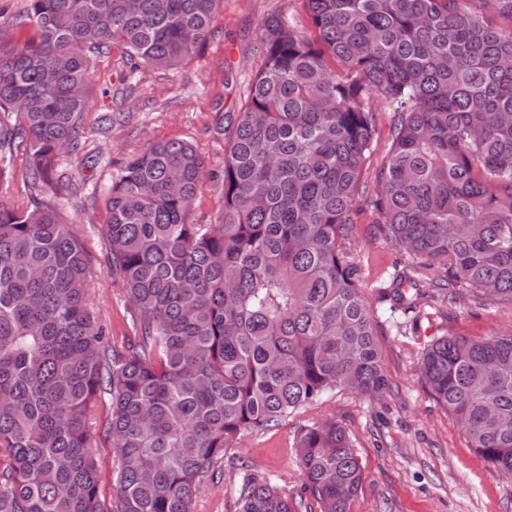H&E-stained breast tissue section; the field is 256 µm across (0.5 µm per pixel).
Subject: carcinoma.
I'll return each mask as SVG.
<instances>
[{
	"label": "carcinoma",
	"instance_id": "carcinoma-1",
	"mask_svg": "<svg viewBox=\"0 0 512 512\" xmlns=\"http://www.w3.org/2000/svg\"><path fill=\"white\" fill-rule=\"evenodd\" d=\"M306 23L260 24L263 62L220 129L224 212L190 220L208 162L189 142L123 162L103 232L133 336L107 344L92 268L58 209L0 204V512H193L210 466L248 431L336 389L389 393L377 318L358 284L352 224L366 204L424 260L384 298L471 294L512 305V0H300ZM221 0H28V39L0 45V174L25 149L60 179L93 90V60L176 69ZM495 15L503 24L490 22ZM375 97L391 146L375 191ZM470 447L512 476V335L433 341L419 365ZM110 412L96 417L99 398ZM119 459L99 498L98 435ZM296 454L318 512H352L365 476L345 426L303 428ZM233 512H312L265 475Z\"/></svg>",
	"mask_w": 512,
	"mask_h": 512
}]
</instances>
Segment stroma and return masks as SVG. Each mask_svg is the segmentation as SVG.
<instances>
[{
	"instance_id": "1",
	"label": "stroma",
	"mask_w": 512,
	"mask_h": 512,
	"mask_svg": "<svg viewBox=\"0 0 512 512\" xmlns=\"http://www.w3.org/2000/svg\"><path fill=\"white\" fill-rule=\"evenodd\" d=\"M273 13L301 16L296 0H222L209 38L175 70L130 71L124 48L113 45L94 61L95 88L79 132L83 150L62 157L59 184H33L22 149L14 151L0 178L1 202H53L80 237L94 271V312L111 346L125 343L131 320L122 289L112 280L101 232L109 219L106 189L129 156L153 143L186 141L206 157L210 169L198 186L192 218L199 224L218 222L224 209L225 145L217 128L246 99L263 61L260 24ZM107 112L115 121L105 132L100 119ZM353 254L359 284L378 316L377 341L392 396L376 402L338 390L276 427L245 434L214 463L224 478L202 487L194 512H231L248 467L288 496L303 495L295 437L302 427L330 417L345 425L364 467L353 512H512V478L491 470L469 447L418 373L425 348L438 337L512 333V307L467 297L452 306L423 302L407 313L380 300L381 283L414 259L390 245L368 207L356 218Z\"/></svg>"
}]
</instances>
